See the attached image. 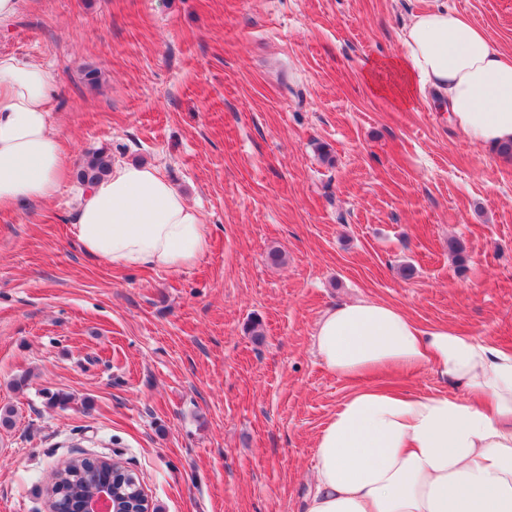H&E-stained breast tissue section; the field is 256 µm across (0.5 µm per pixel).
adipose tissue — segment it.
<instances>
[{"mask_svg": "<svg viewBox=\"0 0 512 512\" xmlns=\"http://www.w3.org/2000/svg\"><path fill=\"white\" fill-rule=\"evenodd\" d=\"M407 102L440 97L477 145L512 142V53L467 16L437 5L412 14L387 61ZM56 78L0 56V210L61 194L70 158L52 120ZM72 230L111 268L179 271L207 250L202 212L151 162H116L77 196ZM312 346L337 377L432 370L450 392L365 386L346 397L316 438L306 512H512V349L403 309L358 299L327 309Z\"/></svg>", "mask_w": 512, "mask_h": 512, "instance_id": "obj_1", "label": "adipose tissue"}]
</instances>
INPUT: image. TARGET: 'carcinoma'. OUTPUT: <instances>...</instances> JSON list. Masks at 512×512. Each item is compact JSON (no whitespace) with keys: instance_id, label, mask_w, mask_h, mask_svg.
<instances>
[{"instance_id":"cac0c4a2","label":"carcinoma","mask_w":512,"mask_h":512,"mask_svg":"<svg viewBox=\"0 0 512 512\" xmlns=\"http://www.w3.org/2000/svg\"><path fill=\"white\" fill-rule=\"evenodd\" d=\"M109 160L101 153H94L78 172L79 181L86 185L100 179L108 168ZM112 473L80 457L71 458L54 474V482L47 493L46 506L57 512H81L84 499L95 490V484Z\"/></svg>"}]
</instances>
